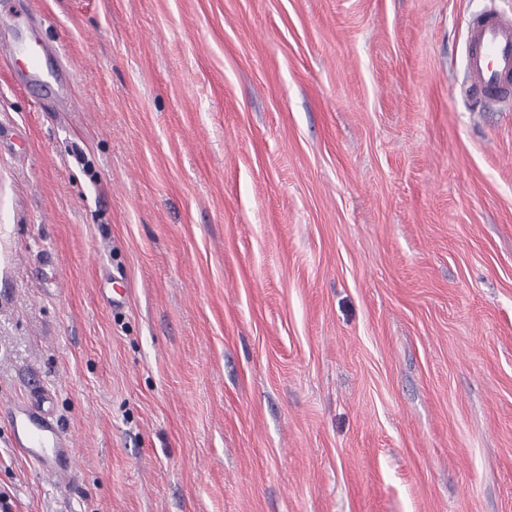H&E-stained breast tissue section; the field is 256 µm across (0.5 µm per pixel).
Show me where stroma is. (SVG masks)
I'll return each mask as SVG.
<instances>
[{
    "label": "stroma",
    "instance_id": "stroma-1",
    "mask_svg": "<svg viewBox=\"0 0 512 512\" xmlns=\"http://www.w3.org/2000/svg\"><path fill=\"white\" fill-rule=\"evenodd\" d=\"M491 5L0 0L71 63L0 67V402L50 390L77 472L0 421L10 512H512ZM467 95L477 104L512 99V14L488 11L468 31Z\"/></svg>",
    "mask_w": 512,
    "mask_h": 512
}]
</instances>
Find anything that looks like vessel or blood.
Segmentation results:
<instances>
[{
	"mask_svg": "<svg viewBox=\"0 0 512 512\" xmlns=\"http://www.w3.org/2000/svg\"><path fill=\"white\" fill-rule=\"evenodd\" d=\"M45 54L44 48L30 43L0 42V61L25 62L28 73L38 78L45 75ZM466 71V93L475 103L512 100V14L491 10L474 20L468 31ZM52 404V394L40 390L0 409V417L8 422L12 444L45 476L57 478L72 471L73 442L55 418Z\"/></svg>",
	"mask_w": 512,
	"mask_h": 512,
	"instance_id": "vessel-or-blood-1",
	"label": "vessel or blood"
}]
</instances>
